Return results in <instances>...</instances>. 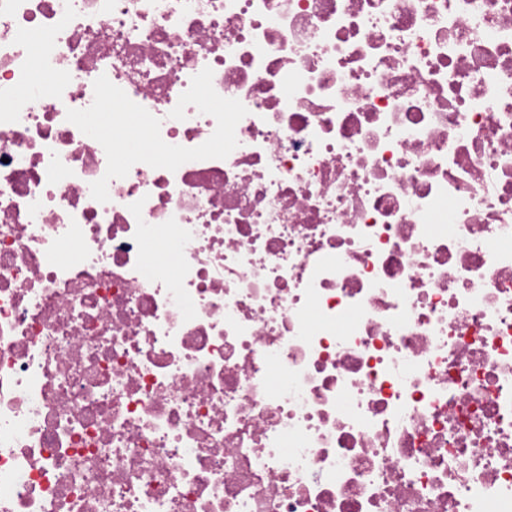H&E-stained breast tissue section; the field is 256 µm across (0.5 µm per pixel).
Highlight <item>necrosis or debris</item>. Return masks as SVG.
I'll list each match as a JSON object with an SVG mask.
<instances>
[{
    "mask_svg": "<svg viewBox=\"0 0 512 512\" xmlns=\"http://www.w3.org/2000/svg\"><path fill=\"white\" fill-rule=\"evenodd\" d=\"M0 512H512V0H0Z\"/></svg>",
    "mask_w": 512,
    "mask_h": 512,
    "instance_id": "obj_1",
    "label": "necrosis or debris"
}]
</instances>
